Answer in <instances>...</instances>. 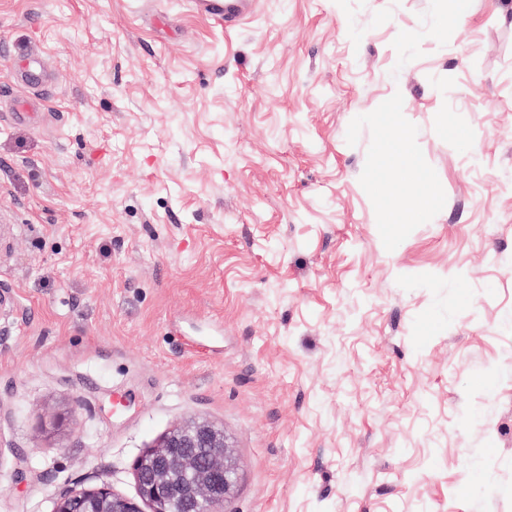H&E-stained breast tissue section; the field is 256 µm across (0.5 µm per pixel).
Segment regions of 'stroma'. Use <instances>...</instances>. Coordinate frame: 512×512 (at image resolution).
<instances>
[{
    "label": "stroma",
    "mask_w": 512,
    "mask_h": 512,
    "mask_svg": "<svg viewBox=\"0 0 512 512\" xmlns=\"http://www.w3.org/2000/svg\"><path fill=\"white\" fill-rule=\"evenodd\" d=\"M190 421L226 512H512V0H0V512ZM193 8L207 15L224 28H233L253 16L258 0H192ZM17 67L25 81L37 86L38 89L43 86L42 70L44 64L43 58L40 54H31L21 58L17 62Z\"/></svg>",
    "instance_id": "35a3bbf8"
}]
</instances>
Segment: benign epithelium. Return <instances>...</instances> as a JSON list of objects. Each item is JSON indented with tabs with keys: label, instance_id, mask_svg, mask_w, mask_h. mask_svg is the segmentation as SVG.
Here are the masks:
<instances>
[{
	"label": "benign epithelium",
	"instance_id": "obj_1",
	"mask_svg": "<svg viewBox=\"0 0 512 512\" xmlns=\"http://www.w3.org/2000/svg\"><path fill=\"white\" fill-rule=\"evenodd\" d=\"M224 429L209 422L178 425L140 455L134 464L139 497L152 512H224L239 478ZM54 512H140L136 502L112 491L109 484L60 499Z\"/></svg>",
	"mask_w": 512,
	"mask_h": 512
}]
</instances>
